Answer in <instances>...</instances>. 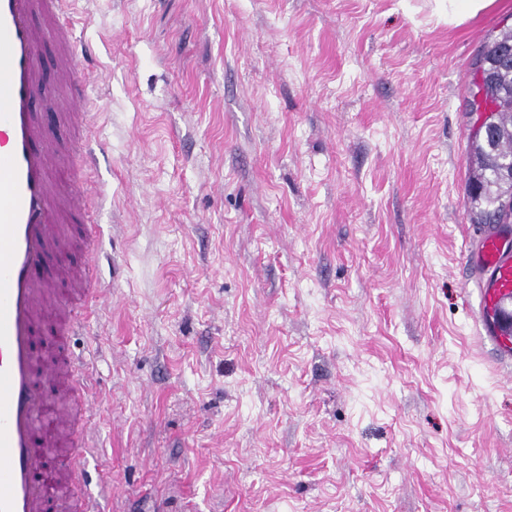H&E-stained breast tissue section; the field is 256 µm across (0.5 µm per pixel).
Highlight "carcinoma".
Here are the masks:
<instances>
[{
  "label": "carcinoma",
  "mask_w": 512,
  "mask_h": 512,
  "mask_svg": "<svg viewBox=\"0 0 512 512\" xmlns=\"http://www.w3.org/2000/svg\"><path fill=\"white\" fill-rule=\"evenodd\" d=\"M512 47V28L504 27L485 43L474 63V96L484 111L490 113L486 124L503 130L512 129V66L505 69L498 51ZM471 152L474 168L467 184V197L477 224H507L512 210L506 204L512 200L508 175L501 162L512 158V135H505L486 148L473 139Z\"/></svg>",
  "instance_id": "cac0c4a2"
}]
</instances>
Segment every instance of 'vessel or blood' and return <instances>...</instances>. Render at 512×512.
Listing matches in <instances>:
<instances>
[{
    "mask_svg": "<svg viewBox=\"0 0 512 512\" xmlns=\"http://www.w3.org/2000/svg\"><path fill=\"white\" fill-rule=\"evenodd\" d=\"M69 7L70 0H0V512H46L92 459L94 366L68 344L108 295L95 279L92 202L61 189L100 166L81 139L95 122L85 109L95 76L66 20ZM48 45L56 66L50 95L40 60ZM49 115L71 126L73 141L51 135ZM466 260L484 305L512 293V234L503 225L484 227ZM480 323L501 357H512L495 318ZM41 325L55 328L63 348L50 362L33 347Z\"/></svg>",
    "mask_w": 512,
    "mask_h": 512,
    "instance_id": "obj_1",
    "label": "vessel or blood"
}]
</instances>
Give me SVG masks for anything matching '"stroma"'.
<instances>
[{
	"instance_id": "35a3bbf8",
	"label": "stroma",
	"mask_w": 512,
	"mask_h": 512,
	"mask_svg": "<svg viewBox=\"0 0 512 512\" xmlns=\"http://www.w3.org/2000/svg\"><path fill=\"white\" fill-rule=\"evenodd\" d=\"M103 85L108 512H512L465 264L472 64L512 0H75ZM447 2L448 22L460 25L495 6L497 0H448Z\"/></svg>"
}]
</instances>
